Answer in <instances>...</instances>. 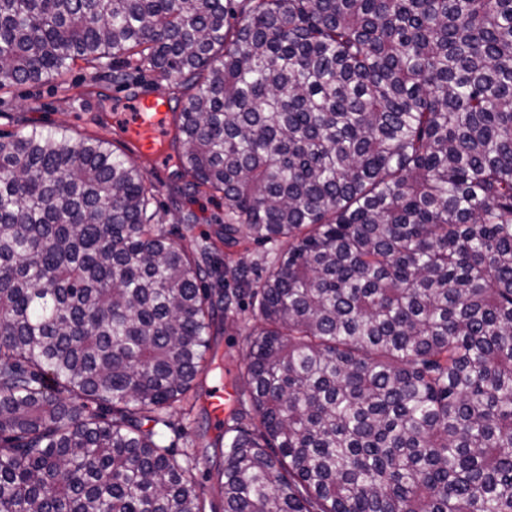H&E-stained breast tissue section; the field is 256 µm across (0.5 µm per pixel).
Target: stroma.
Returning a JSON list of instances; mask_svg holds the SVG:
<instances>
[{"instance_id": "1", "label": "stroma", "mask_w": 512, "mask_h": 512, "mask_svg": "<svg viewBox=\"0 0 512 512\" xmlns=\"http://www.w3.org/2000/svg\"><path fill=\"white\" fill-rule=\"evenodd\" d=\"M69 101H62L60 92L49 83H27L0 91V132L19 133L27 126L40 124L52 127L66 125L73 137L99 136L113 142L122 151H131L132 145L114 125V106L124 99L126 92L104 79L91 83L90 71L84 65L75 66L68 76ZM177 202L181 210L193 211L198 221L194 224L175 225L177 243L193 247L208 236L214 235L224 221V202L203 194H182ZM254 325L250 311L230 314L216 339L223 351V377L208 376L202 383L203 394H210L212 387L231 385L242 365L245 337Z\"/></svg>"}]
</instances>
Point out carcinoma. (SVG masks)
I'll list each match as a JSON object with an SVG mask.
<instances>
[{"instance_id":"carcinoma-1","label":"carcinoma","mask_w":512,"mask_h":512,"mask_svg":"<svg viewBox=\"0 0 512 512\" xmlns=\"http://www.w3.org/2000/svg\"><path fill=\"white\" fill-rule=\"evenodd\" d=\"M80 61L166 82L177 192L281 249L212 286L146 164L0 134V512H512V0H0V90ZM249 309L230 313L228 319H224V327L214 336L220 344L221 352L224 351V380L219 377L209 375L203 379L202 398L189 415L174 413L171 417L173 429H168V439H175L178 448H186L191 440L197 439L199 434L207 430V438H213L218 430L213 419L221 423L227 417V409L224 405L231 399V394L224 387L217 388L210 396L212 387L223 384L228 386L235 394L232 386V380L242 366L243 355L245 352V337L249 329L254 325ZM209 398V400H208ZM207 401L208 406L207 407ZM225 401V403H224ZM205 406L208 415L201 411L200 406ZM211 413V414H210ZM212 415V416H211ZM213 417V418H212Z\"/></svg>"}]
</instances>
